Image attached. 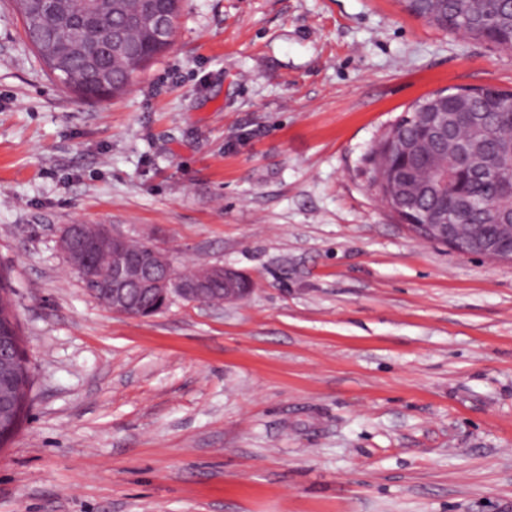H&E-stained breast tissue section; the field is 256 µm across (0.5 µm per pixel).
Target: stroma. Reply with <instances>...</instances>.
Masks as SVG:
<instances>
[{"instance_id": "obj_1", "label": "stroma", "mask_w": 512, "mask_h": 512, "mask_svg": "<svg viewBox=\"0 0 512 512\" xmlns=\"http://www.w3.org/2000/svg\"><path fill=\"white\" fill-rule=\"evenodd\" d=\"M512 49L403 0H182L117 98L64 89L0 0V267L32 385L0 512H512V263L417 239L373 152ZM112 224L253 284L101 305L57 252Z\"/></svg>"}]
</instances>
